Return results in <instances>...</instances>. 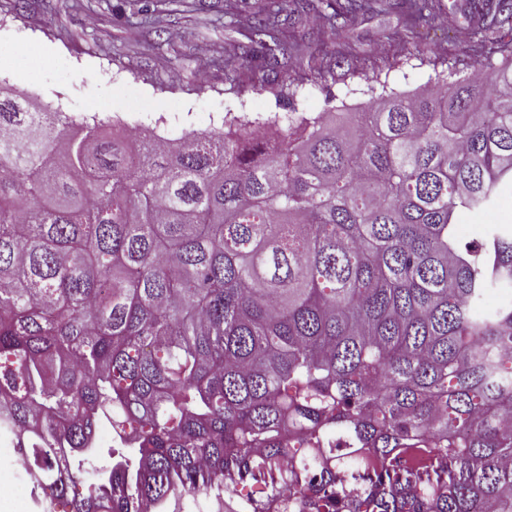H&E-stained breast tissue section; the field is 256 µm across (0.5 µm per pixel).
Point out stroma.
I'll return each mask as SVG.
<instances>
[{"instance_id":"1","label":"stroma","mask_w":512,"mask_h":512,"mask_svg":"<svg viewBox=\"0 0 512 512\" xmlns=\"http://www.w3.org/2000/svg\"><path fill=\"white\" fill-rule=\"evenodd\" d=\"M144 0H0V84L73 119L97 117L155 131L171 140L222 128L225 116L287 119L352 112L382 86L399 93L425 87L436 74L469 73L482 57L469 0H438L435 19L407 30L391 10L358 18L329 35L317 14L295 15L287 39L293 105L278 102L272 76L248 67L227 75L244 34L266 0H246L233 27L219 23L226 0L158 4L157 28L125 23ZM460 235L481 226H512V188L495 205L459 211Z\"/></svg>"}]
</instances>
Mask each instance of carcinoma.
<instances>
[{"label": "carcinoma", "mask_w": 512, "mask_h": 512, "mask_svg": "<svg viewBox=\"0 0 512 512\" xmlns=\"http://www.w3.org/2000/svg\"><path fill=\"white\" fill-rule=\"evenodd\" d=\"M386 7L414 29L435 0H276L241 59L284 73L289 16ZM474 10L500 62L267 137L238 119L160 145L0 93V435L39 512H183L212 481L250 512H512V304L482 310L512 230L454 223L512 185V0ZM407 448L440 468L336 482ZM104 448H98L96 454L92 457L88 458L87 462H82V470H83V482L85 484H90L93 482L91 471L86 470V468H93L94 470H104L108 468L112 464V458L109 456L108 451L112 449V440L108 442H104L102 444ZM110 447V448H107Z\"/></svg>", "instance_id": "cac0c4a2"}]
</instances>
